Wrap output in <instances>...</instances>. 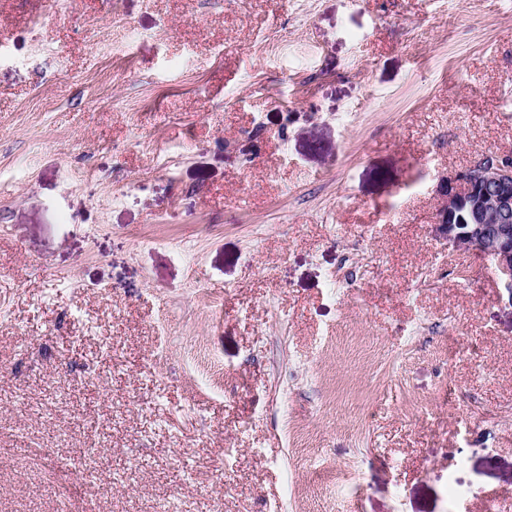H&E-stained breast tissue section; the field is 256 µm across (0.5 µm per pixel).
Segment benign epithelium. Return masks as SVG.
Listing matches in <instances>:
<instances>
[{
	"label": "benign epithelium",
	"mask_w": 512,
	"mask_h": 512,
	"mask_svg": "<svg viewBox=\"0 0 512 512\" xmlns=\"http://www.w3.org/2000/svg\"><path fill=\"white\" fill-rule=\"evenodd\" d=\"M433 236L492 263L512 303V154H485L437 183Z\"/></svg>",
	"instance_id": "7a95c632"
}]
</instances>
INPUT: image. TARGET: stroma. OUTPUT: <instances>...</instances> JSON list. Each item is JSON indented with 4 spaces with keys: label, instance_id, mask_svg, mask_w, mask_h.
<instances>
[{
    "label": "stroma",
    "instance_id": "obj_1",
    "mask_svg": "<svg viewBox=\"0 0 512 512\" xmlns=\"http://www.w3.org/2000/svg\"><path fill=\"white\" fill-rule=\"evenodd\" d=\"M490 152L512 0H0V512L512 502ZM436 188L433 236L489 259L512 303V154H485Z\"/></svg>",
    "mask_w": 512,
    "mask_h": 512
}]
</instances>
